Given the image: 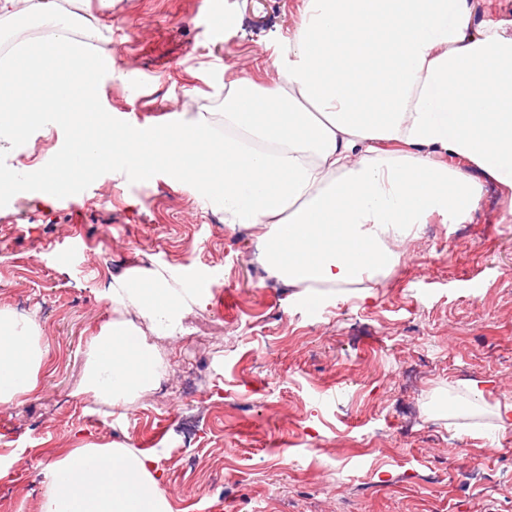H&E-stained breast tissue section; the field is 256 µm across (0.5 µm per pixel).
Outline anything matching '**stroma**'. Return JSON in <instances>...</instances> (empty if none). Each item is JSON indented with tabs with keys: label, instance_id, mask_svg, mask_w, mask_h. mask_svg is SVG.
Here are the masks:
<instances>
[{
	"label": "stroma",
	"instance_id": "obj_1",
	"mask_svg": "<svg viewBox=\"0 0 512 512\" xmlns=\"http://www.w3.org/2000/svg\"><path fill=\"white\" fill-rule=\"evenodd\" d=\"M76 0L104 61L97 108L154 129L183 114L224 129V93L267 84L303 0ZM53 119L0 141V169L48 166L71 142ZM0 204V308L34 315L47 355L38 388L0 407V512H39L42 470L85 444L155 451L175 512H512V195L487 188L470 220L432 217L385 277L302 291L252 263L256 230L227 226L190 185L115 166L70 174ZM143 267L174 287L209 283L165 385L126 409L81 396L86 343L113 318L112 279ZM488 389L486 411L461 401ZM488 471L472 479L475 461Z\"/></svg>",
	"mask_w": 512,
	"mask_h": 512
}]
</instances>
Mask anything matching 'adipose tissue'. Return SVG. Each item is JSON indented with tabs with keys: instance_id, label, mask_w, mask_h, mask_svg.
I'll return each instance as SVG.
<instances>
[{
	"instance_id": "obj_1",
	"label": "adipose tissue",
	"mask_w": 512,
	"mask_h": 512,
	"mask_svg": "<svg viewBox=\"0 0 512 512\" xmlns=\"http://www.w3.org/2000/svg\"><path fill=\"white\" fill-rule=\"evenodd\" d=\"M27 2L52 30L0 66V138L51 113L73 139L53 168L1 171L0 195L42 182L52 201L66 173L117 154L144 178L166 168L226 224L258 227L257 263L316 305L322 289L386 274L401 260L390 241L429 216L462 223L487 182L512 189V29L483 20L481 0H304L271 86L227 88L220 135L202 117L146 133L112 124L94 106L88 43L60 27L57 0ZM32 77L46 96L18 93ZM210 296L146 270L114 279L103 298L117 318L88 343L83 394L123 407L170 371L119 312L175 339L183 307ZM44 357L36 319L0 309L1 407L35 391ZM39 512L173 508L157 456L112 443L47 463Z\"/></svg>"
}]
</instances>
